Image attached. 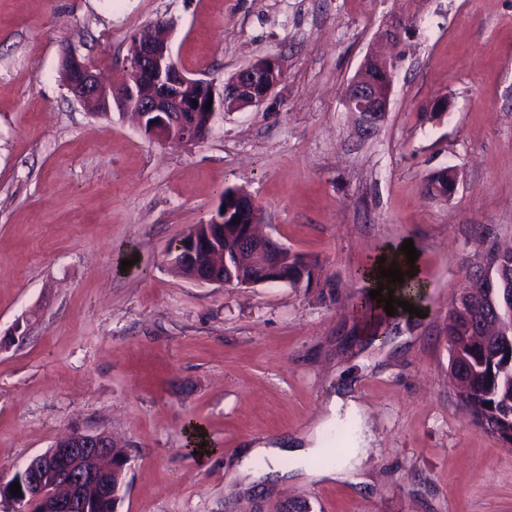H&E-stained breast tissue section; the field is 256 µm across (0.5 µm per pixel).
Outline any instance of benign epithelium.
<instances>
[{
	"label": "benign epithelium",
	"mask_w": 512,
	"mask_h": 512,
	"mask_svg": "<svg viewBox=\"0 0 512 512\" xmlns=\"http://www.w3.org/2000/svg\"><path fill=\"white\" fill-rule=\"evenodd\" d=\"M165 19L133 35L126 58L129 76L119 86L101 80L99 68L76 52L63 51L65 88L73 98L90 109H117L131 113L140 130L161 144L192 145L206 135L215 120L226 112L260 107L282 81L276 58L266 56L233 72L222 87L191 78L175 63L168 40L161 31ZM410 27L407 18L395 16L377 33L376 42L397 45ZM395 58L373 46L365 55L345 91L346 109L354 116L358 131L373 133L385 120L393 89ZM211 107H206L207 102ZM241 223H236V220ZM214 222L221 226L193 236L172 251L169 260L194 266L192 281L198 284L253 286L285 283L283 266L293 256L276 240L256 230L258 213L251 197L236 193L223 201ZM229 240L233 250L224 248ZM116 444L104 431L76 430L44 453L18 468L9 479L0 476V507L7 512H26L27 502L42 512H87L85 489L92 486L97 497L116 495L112 479L127 474L130 462L112 460ZM19 482L22 495L11 493Z\"/></svg>",
	"instance_id": "benign-epithelium-1"
}]
</instances>
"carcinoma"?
<instances>
[{"instance_id":"carcinoma-1","label":"carcinoma","mask_w":512,"mask_h":512,"mask_svg":"<svg viewBox=\"0 0 512 512\" xmlns=\"http://www.w3.org/2000/svg\"><path fill=\"white\" fill-rule=\"evenodd\" d=\"M318 268L292 260L289 285L310 286ZM484 274L480 297L448 321L450 371L473 423L512 441V250L489 252Z\"/></svg>"}]
</instances>
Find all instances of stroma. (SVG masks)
<instances>
[{"label":"stroma","mask_w":512,"mask_h":512,"mask_svg":"<svg viewBox=\"0 0 512 512\" xmlns=\"http://www.w3.org/2000/svg\"><path fill=\"white\" fill-rule=\"evenodd\" d=\"M397 11L412 30L388 115L364 136L345 88ZM159 18L190 77L220 85L273 56L284 78L187 148L72 100L64 48L117 87L131 36ZM438 100L448 111L430 117ZM447 167L455 194L427 196ZM228 188L319 261L317 284L170 270L169 246ZM407 239L424 315L370 340L355 274ZM511 243L512 0H0L1 475L78 427L131 453L118 512H512V445L472 425L447 343L459 285ZM344 393L358 414L332 413ZM192 422L205 451L188 446ZM360 429L355 481L278 483L254 500L233 476L247 444L325 448Z\"/></svg>","instance_id":"1"}]
</instances>
